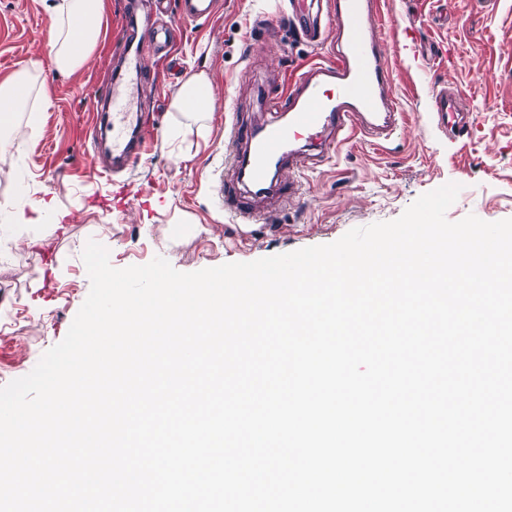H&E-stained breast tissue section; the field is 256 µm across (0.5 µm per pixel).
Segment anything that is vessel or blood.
Listing matches in <instances>:
<instances>
[{"label":"vessel or blood","instance_id":"obj_1","mask_svg":"<svg viewBox=\"0 0 512 512\" xmlns=\"http://www.w3.org/2000/svg\"><path fill=\"white\" fill-rule=\"evenodd\" d=\"M183 18L213 19L220 0H177ZM382 18L380 0H288V21L293 30L318 38L324 28L336 32V45L321 62L289 77L283 92L265 96L272 121L233 124L231 147L224 167L210 183L214 198L240 223L258 215L256 199L288 200L296 193L293 181L283 180L284 168L304 170L322 162L352 134L389 140L395 134L399 104L393 92V72L378 33ZM159 32L145 30L129 40L126 59L130 74L146 82L145 66ZM99 98L108 113H94L98 123L112 132V162L134 166L152 139L154 116L134 108L131 96L119 84L103 86ZM468 98L464 87L432 95V109L449 138L469 135L460 112Z\"/></svg>","mask_w":512,"mask_h":512}]
</instances>
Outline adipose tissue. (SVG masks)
Returning <instances> with one entry per match:
<instances>
[{
  "mask_svg": "<svg viewBox=\"0 0 512 512\" xmlns=\"http://www.w3.org/2000/svg\"><path fill=\"white\" fill-rule=\"evenodd\" d=\"M61 17L49 34L52 65L61 71L81 67L91 56L100 36L105 0H60ZM214 97L210 83L199 75L187 77L174 95L178 111L197 114L209 111Z\"/></svg>",
  "mask_w": 512,
  "mask_h": 512,
  "instance_id": "ef3b65f1",
  "label": "adipose tissue"
}]
</instances>
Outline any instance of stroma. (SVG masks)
<instances>
[{
  "mask_svg": "<svg viewBox=\"0 0 512 512\" xmlns=\"http://www.w3.org/2000/svg\"><path fill=\"white\" fill-rule=\"evenodd\" d=\"M59 0H0V82L25 73L30 97L10 147L0 150V225L15 235L0 241V386L30 373L66 335L90 291L82 260L88 240L110 252L116 268L165 258L194 272L328 244L354 227L398 218L420 195L455 182L463 193L446 217L473 214L487 222L512 218V0H381L386 26L403 39H384L402 114L393 150L357 136L297 178L300 191L265 205L243 233L210 194L224 162L233 119L259 121V93L322 53L296 36L284 0H221L207 22L182 19L169 8L176 67L157 100L150 147L124 178L127 204L112 207V174L95 164L88 115L99 89L120 61L121 16L133 6L140 26L152 18L145 0H107L98 45L78 70L50 64L48 30ZM203 75L214 108L190 117L172 99L190 75ZM466 85L470 136L452 140L432 116L431 95ZM49 108H42L43 98ZM25 192L37 209L17 222L10 207ZM42 235L29 248L21 239Z\"/></svg>",
  "mask_w": 512,
  "mask_h": 512,
  "instance_id": "stroma-1",
  "label": "stroma"
}]
</instances>
